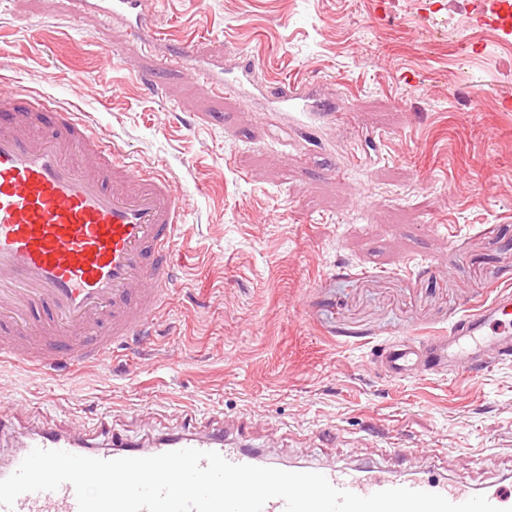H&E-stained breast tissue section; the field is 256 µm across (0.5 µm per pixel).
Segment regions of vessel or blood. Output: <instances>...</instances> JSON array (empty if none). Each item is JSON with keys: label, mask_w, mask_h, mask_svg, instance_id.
Here are the masks:
<instances>
[{"label": "vessel or blood", "mask_w": 512, "mask_h": 512, "mask_svg": "<svg viewBox=\"0 0 512 512\" xmlns=\"http://www.w3.org/2000/svg\"><path fill=\"white\" fill-rule=\"evenodd\" d=\"M77 2L82 9L125 20L136 48L149 50L160 41L141 0ZM255 67L251 55L241 54L239 76L228 91L249 95ZM267 92L285 112L357 121L356 113L335 111L300 79L278 80ZM181 222L182 207L167 177L126 162L119 148L63 104L0 94V322L44 346L33 352L0 340V362L39 371L53 369L58 359L88 365L144 334L177 286L170 257ZM511 358L512 291L503 289L463 313L447 334L387 343L377 361L389 377L403 380L446 371L477 373ZM248 435L242 421L232 438L201 427L173 432L147 449L116 440L102 451L70 433L42 428L22 440L0 468V479L36 448L104 460L194 448L235 464L278 467V460L248 444ZM294 469L323 474L336 488L360 496L405 487L461 503L480 493L460 476L347 464L298 463ZM0 512H78V504L66 483L54 492L22 494L13 507L0 505Z\"/></svg>", "instance_id": "1"}]
</instances>
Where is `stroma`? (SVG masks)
Here are the masks:
<instances>
[{
    "label": "stroma",
    "mask_w": 512,
    "mask_h": 512,
    "mask_svg": "<svg viewBox=\"0 0 512 512\" xmlns=\"http://www.w3.org/2000/svg\"><path fill=\"white\" fill-rule=\"evenodd\" d=\"M472 3L146 0L156 52L121 51L106 72L120 21L0 0V93L78 112L184 210L179 286L147 336L86 368L0 364V464L43 426L103 450L244 416L255 447L290 464L512 477V359L395 380L375 358L512 288V89L491 83L512 34ZM187 38L225 69L249 53L262 82H312L357 127L304 137L176 63ZM392 435L407 455L389 454Z\"/></svg>",
    "instance_id": "35a3bbf8"
}]
</instances>
